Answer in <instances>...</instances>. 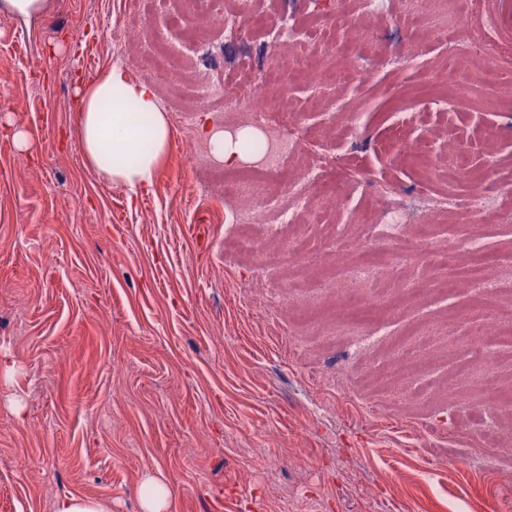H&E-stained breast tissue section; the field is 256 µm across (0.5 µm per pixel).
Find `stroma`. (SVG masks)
Returning a JSON list of instances; mask_svg holds the SVG:
<instances>
[{"mask_svg": "<svg viewBox=\"0 0 512 512\" xmlns=\"http://www.w3.org/2000/svg\"><path fill=\"white\" fill-rule=\"evenodd\" d=\"M180 0H53L39 22L0 15V101L16 103L0 122L29 136L25 166L11 140L0 138V353L16 364L0 378V512H53L68 494L109 502L112 512H141L145 474L173 486L170 512H512V409L499 423L504 448L482 447L449 401L475 380L456 377L467 358L461 339L431 346L419 361V382L441 395L413 397L387 390L381 366L398 355V342L423 323L456 319L466 328L483 318L471 289L427 294L399 304L381 320L378 348L350 351L344 294L370 295L365 285L335 278L340 265L366 249L365 224L384 220L400 202L417 212L446 209L447 229L432 253L389 267L382 295L392 299L403 281L426 287L439 270L433 254L453 248L461 265L469 219L449 204L466 183L424 174L401 155L393 113H405L407 137L430 145L443 168L457 154L487 169V183L512 185V91L483 82L482 62L465 58L471 78L463 98L435 109L416 99L430 82L424 63L410 61L422 43L425 61L448 53L402 19L411 0H391L397 22L368 14L363 0H249L244 34H209L240 77L262 82L267 69L298 53L326 60L322 79L291 81L290 108L303 110L310 93L323 112L308 115L317 136L301 140L308 163L335 168L352 202L337 209L340 252L329 229H313L315 251L297 259L307 287L276 298L282 267L269 262L280 237L262 235L265 258L245 259L224 249L226 204L211 166L187 168L196 142L184 122L192 101L187 74L158 78L145 41L161 37L186 60L196 45L167 17ZM456 0H437L436 22L454 37L473 28L487 38L512 39V0L491 16L462 20ZM312 39L271 41L284 16ZM82 27L87 48L71 42ZM377 40L363 48L357 31ZM134 35L122 66L163 98L173 126L166 163L152 184L107 187L83 164L78 149L75 89L113 65L112 33ZM85 54V70L73 58ZM359 69L345 75L348 55ZM356 115L358 132L337 135L330 113ZM492 270L503 299L512 301V222L489 225ZM442 424L438 447L446 460L424 454L428 428ZM276 460L263 470L252 456Z\"/></svg>", "mask_w": 512, "mask_h": 512, "instance_id": "1", "label": "stroma"}]
</instances>
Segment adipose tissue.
Here are the masks:
<instances>
[{"instance_id":"1","label":"adipose tissue","mask_w":512,"mask_h":512,"mask_svg":"<svg viewBox=\"0 0 512 512\" xmlns=\"http://www.w3.org/2000/svg\"><path fill=\"white\" fill-rule=\"evenodd\" d=\"M77 124L85 166L105 185H149L172 140L168 112L149 86L111 67L77 90Z\"/></svg>"}]
</instances>
